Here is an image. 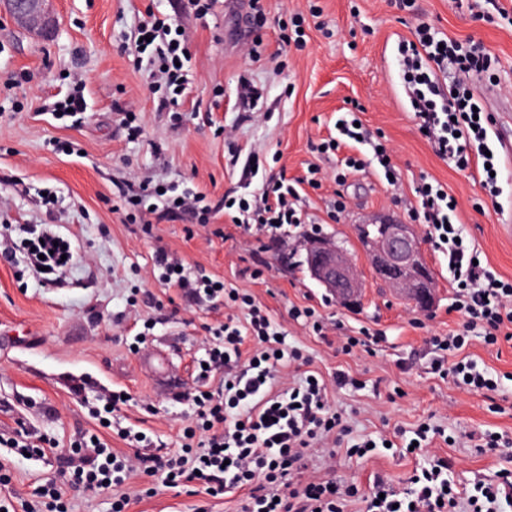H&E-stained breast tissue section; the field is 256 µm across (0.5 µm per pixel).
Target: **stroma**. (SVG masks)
Returning a JSON list of instances; mask_svg holds the SVG:
<instances>
[{
    "label": "stroma",
    "mask_w": 512,
    "mask_h": 512,
    "mask_svg": "<svg viewBox=\"0 0 512 512\" xmlns=\"http://www.w3.org/2000/svg\"><path fill=\"white\" fill-rule=\"evenodd\" d=\"M317 4L320 17L309 16ZM305 11L300 44H282L278 23L288 4L263 0L264 21L257 34L260 61H252L236 40L234 23L215 0L205 17L185 0H54L58 32L46 43L20 30L0 13V438L28 432L32 438L70 441L96 433L112 450L136 456L139 447L119 432L143 431L150 448L179 450L193 418L187 398L154 387L138 365L148 351L164 353L170 371L192 383L197 362L212 346L209 330L238 316L236 308L171 298L157 279L156 256L182 258L187 273L210 274L225 288L254 295L312 370L325 379L349 374L350 385L331 388L328 404L352 427L343 444L374 439L396 429L426 423L441 431L432 448L448 462L454 480L497 479L512 471V340L489 347L473 335L464 353H440L431 337L458 327L449 306L454 293L448 263L425 245L434 274L436 302L427 312L392 297L376 279L355 226L388 211L407 220L411 188L436 181L457 200L464 232L490 269L512 280V235L502 224L512 219V163L500 161L502 193L490 199L469 172L437 156L421 135L406 95L397 43L413 39L426 21L449 38L482 41L495 56L498 97L512 103V23L493 5L476 12L454 0H294ZM153 8L182 30L190 54L189 91L202 111L171 118L154 103L153 67L130 39L141 12ZM85 81L87 109L77 115L53 112L73 75ZM263 89L253 112L235 106L242 79ZM362 106L360 117L374 141L385 145L400 181L389 186L370 146H362L364 170L344 184L334 176L341 154L321 153L319 144L334 133L348 100ZM137 112L143 134L128 140L121 106ZM324 180L314 189L303 182L310 167ZM284 175L297 182L304 222L288 231H246L217 215L204 228L176 214L145 226L123 220L118 186L183 181L211 203L243 191L258 192L263 180ZM348 209L330 217L336 195ZM53 210H46V199ZM54 222L74 245L66 278L50 281L33 273L25 257L23 224ZM344 243L362 274L365 288L358 308L338 304L302 267L311 229ZM312 306L329 327L327 336L294 321L288 311ZM366 327L384 332L372 353L348 356L336 350V335ZM468 355L498 383L494 392H472L435 373L436 361L452 367ZM126 394L124 404L101 419L107 397ZM492 431L507 445L476 447L474 438ZM10 463L11 482L0 489L10 512H27L36 492L56 478L53 454L21 456L0 445ZM418 465L414 456L378 449L370 457L337 456L313 461L317 473L367 493L375 478L403 490ZM130 512H241L240 492L214 498L205 491L156 488Z\"/></svg>",
    "instance_id": "obj_1"
}]
</instances>
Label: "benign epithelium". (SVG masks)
Masks as SVG:
<instances>
[{
	"mask_svg": "<svg viewBox=\"0 0 512 512\" xmlns=\"http://www.w3.org/2000/svg\"><path fill=\"white\" fill-rule=\"evenodd\" d=\"M53 0H0V5L18 26L42 37L55 32ZM379 224L382 233L368 239L365 248L372 267L389 291L404 298L418 297L420 311H429L435 303L434 288L419 283L426 276L422 240L413 224H404L389 214L380 213L365 220ZM311 278L325 288L343 306L355 304L361 297L363 283L347 256L336 243L319 238L306 245Z\"/></svg>",
	"mask_w": 512,
	"mask_h": 512,
	"instance_id": "obj_1",
	"label": "benign epithelium"
}]
</instances>
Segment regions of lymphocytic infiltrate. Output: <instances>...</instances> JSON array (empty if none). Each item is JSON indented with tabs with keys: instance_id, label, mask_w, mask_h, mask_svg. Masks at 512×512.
Instances as JSON below:
<instances>
[{
	"instance_id": "f902f5d3",
	"label": "lymphocytic infiltrate",
	"mask_w": 512,
	"mask_h": 512,
	"mask_svg": "<svg viewBox=\"0 0 512 512\" xmlns=\"http://www.w3.org/2000/svg\"><path fill=\"white\" fill-rule=\"evenodd\" d=\"M137 36L138 52H152L157 65L158 109L181 112L188 54L173 32L171 18L147 10ZM398 53L414 118L432 150L439 157H453L462 170L490 163L491 116L475 113L471 95L473 77L485 76L491 67L481 43L443 39L423 22L413 40L399 43ZM297 197L286 180L272 179L264 183L259 197H230L216 209L202 204L191 189L171 182L153 213L160 221L180 210L205 227L221 210L237 225L283 229L300 221L293 205ZM414 197L409 216L424 225L435 252L447 258L456 286L450 309L457 313L459 327L432 337L431 342L437 350L460 353L451 369L457 383L473 391L496 390L494 379L480 371L464 350L472 332H480L485 344L494 346L503 330L512 327V280L497 278L479 264L478 249L453 221L456 202L443 185L422 182L415 186ZM28 233L24 245L30 265L62 276L69 266L71 241L47 227L33 226ZM179 265L177 258L160 254L159 278L164 285L196 302L227 296L243 314L242 320L227 319L210 331L215 345L206 367L199 370L200 385L189 392L196 421L184 430L186 442L180 454H154L134 461L113 454L92 436H83L73 442L69 453L58 455V480L39 491L46 512H68L64 486L107 492L120 487L136 466L146 475L161 476L167 488L200 487L213 497L229 488L243 490L242 512H348L358 497L365 512H499L502 500L512 497V474L467 488L455 483L440 458L415 469L401 493L381 478L362 496L356 487H341L328 477H306L316 445L333 434L350 432L341 415L328 406L331 386L348 385V375L340 372L329 381L312 371L298 386L275 391L282 340L267 311L252 295L225 291L223 281L207 276L190 278Z\"/></svg>"
}]
</instances>
